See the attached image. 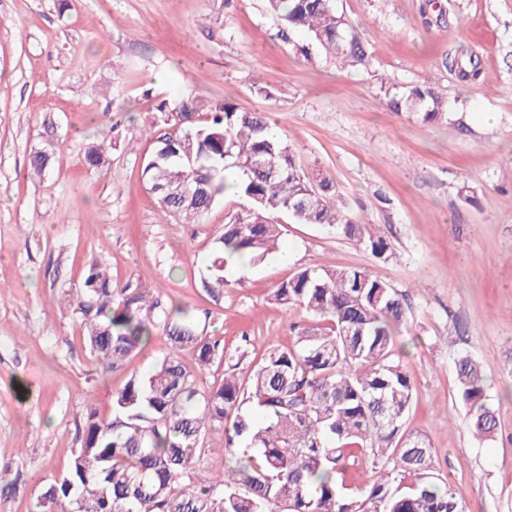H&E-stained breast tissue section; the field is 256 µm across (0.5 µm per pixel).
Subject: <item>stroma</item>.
Returning <instances> with one entry per match:
<instances>
[{"instance_id":"35a3bbf8","label":"stroma","mask_w":512,"mask_h":512,"mask_svg":"<svg viewBox=\"0 0 512 512\" xmlns=\"http://www.w3.org/2000/svg\"><path fill=\"white\" fill-rule=\"evenodd\" d=\"M369 62L346 66L282 39L265 0H0V512H37L67 473L88 409L168 351L162 329L104 373L75 311L87 269L113 284L210 310L226 357L202 387L294 342L300 309L271 300L299 268L366 267L404 303L393 350L414 382L402 427L425 437L466 512H512V0H334ZM471 55L461 81L450 59ZM434 85L446 120L390 108L384 82ZM194 97L267 114L311 185L371 225L386 261L322 224L287 223L293 260L228 265L220 304L200 286L213 242L244 201L228 195L190 222L164 212L143 175L154 107ZM110 145L102 169L88 146ZM43 151L42 177L28 159ZM484 375L498 427L474 435L456 360Z\"/></svg>"}]
</instances>
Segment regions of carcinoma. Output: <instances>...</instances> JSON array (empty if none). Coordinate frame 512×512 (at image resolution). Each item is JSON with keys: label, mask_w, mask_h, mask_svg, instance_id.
<instances>
[{"label": "carcinoma", "mask_w": 512, "mask_h": 512, "mask_svg": "<svg viewBox=\"0 0 512 512\" xmlns=\"http://www.w3.org/2000/svg\"><path fill=\"white\" fill-rule=\"evenodd\" d=\"M266 2L285 32L303 31L327 54L365 63L331 0ZM390 106L427 122L445 119L442 97L427 84L405 89ZM155 111L176 112L181 125L158 133L145 159L144 175L166 212L189 220L207 213L224 196L229 169L237 171V195L250 202L224 224L201 278L214 301L226 285L224 261L245 256L260 264L279 252L282 217L334 226L386 257V241L329 200L328 179L310 185L287 139L268 134L266 116L194 98L175 108L161 100ZM201 111L207 119L197 124ZM106 153L104 143L94 144L84 160L99 167ZM267 156L276 157L280 174L250 167ZM272 298L287 310L305 309L311 320L292 325L293 345L267 349L248 370L206 390L198 376L224 358V345L204 333L201 317L162 298L150 301L140 288H118L102 265L91 266L76 312L102 370L147 345L153 323L163 325L169 352L113 395L111 416L88 412L69 472L42 490V512H464L455 490L438 482L426 440L400 433L413 380L392 350L403 316L397 293L367 268H303L277 283ZM186 349L195 353L194 369L181 360ZM457 373L473 433L491 437L497 418L485 402L480 366L463 356ZM213 430L236 460L219 476L199 466ZM362 456L378 467L377 478L356 496L342 475Z\"/></svg>", "instance_id": "carcinoma-1"}]
</instances>
